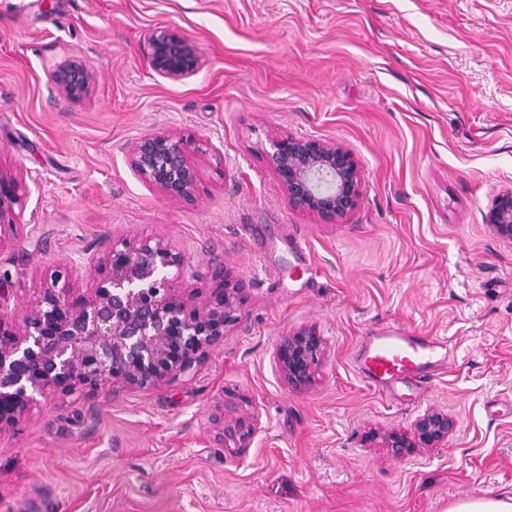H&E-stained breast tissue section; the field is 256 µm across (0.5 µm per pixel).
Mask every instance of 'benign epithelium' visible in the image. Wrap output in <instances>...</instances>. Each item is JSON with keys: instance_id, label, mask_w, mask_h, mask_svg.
Here are the masks:
<instances>
[{"instance_id": "1", "label": "benign epithelium", "mask_w": 512, "mask_h": 512, "mask_svg": "<svg viewBox=\"0 0 512 512\" xmlns=\"http://www.w3.org/2000/svg\"><path fill=\"white\" fill-rule=\"evenodd\" d=\"M147 58L159 77L180 82L202 66L197 42L176 28L155 31ZM93 80L85 67L67 62L52 75L57 93L83 97ZM203 143L177 131L147 134L129 142L125 159L143 183L172 201L193 200L198 168L193 155ZM288 204L326 221L342 219L360 205L361 179L351 152L332 141L283 134L265 152ZM20 183L0 166V245L19 225ZM485 222L512 243V190L497 195ZM98 277L91 291L70 298L68 265L60 264L51 282L23 317L22 324L0 312V435L13 432L38 398L96 393L109 386L146 388L187 375L241 320L242 288L224 276L205 297L186 295L168 271L184 260L160 238L119 237L94 259ZM326 342L313 329L282 337L275 362L289 386L313 381ZM456 422L429 409L405 428L370 427L363 442L395 458L417 448L448 441ZM254 426L237 419L224 423V447L244 448Z\"/></svg>"}]
</instances>
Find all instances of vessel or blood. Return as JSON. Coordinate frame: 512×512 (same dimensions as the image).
<instances>
[{
  "label": "vessel or blood",
  "mask_w": 512,
  "mask_h": 512,
  "mask_svg": "<svg viewBox=\"0 0 512 512\" xmlns=\"http://www.w3.org/2000/svg\"><path fill=\"white\" fill-rule=\"evenodd\" d=\"M447 362V339L400 326L378 329L364 337L354 357L360 377L382 391L430 382Z\"/></svg>",
  "instance_id": "b4317fda"
}]
</instances>
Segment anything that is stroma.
Here are the masks:
<instances>
[{
	"mask_svg": "<svg viewBox=\"0 0 512 512\" xmlns=\"http://www.w3.org/2000/svg\"><path fill=\"white\" fill-rule=\"evenodd\" d=\"M192 37L201 70L158 77L151 34ZM64 62L94 75L61 97ZM177 130L208 139L193 202L143 184L125 145ZM349 149L360 206L328 222L288 206L272 137ZM0 166L22 186L0 247V309L22 318L55 266L75 294L113 236L165 239L177 282L224 270L242 320L194 371L143 389L58 397L0 435V512H446L512 492V242L483 216L512 189V0H0ZM313 278L296 274L293 237ZM447 337V368L397 402L352 366L368 331ZM327 342L308 387L274 360L282 336ZM458 422L402 460L368 427L425 410ZM253 419L225 447L221 415Z\"/></svg>",
	"mask_w": 512,
	"mask_h": 512,
	"instance_id": "1",
	"label": "stroma"
}]
</instances>
